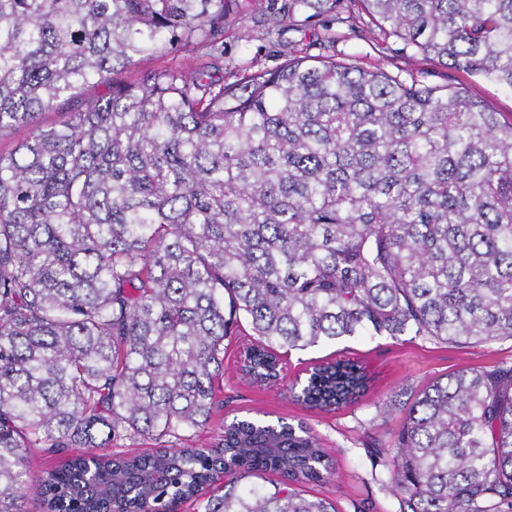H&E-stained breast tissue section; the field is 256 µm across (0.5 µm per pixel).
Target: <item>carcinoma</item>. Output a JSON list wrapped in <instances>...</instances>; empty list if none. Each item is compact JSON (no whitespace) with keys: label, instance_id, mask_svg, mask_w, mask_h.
<instances>
[{"label":"carcinoma","instance_id":"cac0c4a2","mask_svg":"<svg viewBox=\"0 0 512 512\" xmlns=\"http://www.w3.org/2000/svg\"><path fill=\"white\" fill-rule=\"evenodd\" d=\"M234 0H0V512H336L298 484L336 472L304 426L224 422V341L253 378L280 351L366 336L512 340V0H286L275 23L380 30L453 84L305 54L224 87L209 65L117 83L161 47L224 56ZM95 82L82 111L39 116ZM313 367L304 400L366 389ZM153 439L149 452L114 441ZM32 448L71 449L35 475ZM277 473L268 489L238 481ZM399 512H512V362L439 377L402 409ZM472 92L497 112L512 113V92L481 79L472 82Z\"/></svg>","mask_w":512,"mask_h":512}]
</instances>
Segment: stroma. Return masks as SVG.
<instances>
[{
	"mask_svg": "<svg viewBox=\"0 0 512 512\" xmlns=\"http://www.w3.org/2000/svg\"><path fill=\"white\" fill-rule=\"evenodd\" d=\"M271 0H235L224 21V58L221 76L232 85L244 75L280 66L289 55L316 42L320 27L294 29L270 25ZM321 54L352 56L367 69L394 71L428 85L452 83L453 70L434 63L398 62L390 51L372 48L369 34L341 28L336 43L321 45ZM253 341L249 325H242L224 354V377L217 395L223 406L201 430L188 433L187 443L203 444L220 432L227 418L261 414L268 419L304 422L319 437L335 461L336 476L323 484L304 485L307 497L335 504L337 512H398V498L388 482L380 444L389 443L401 422V404L423 386L462 368H479L512 361V340L458 346L414 336H374L344 339L295 351L280 358V378L273 384L252 381L243 371L241 353ZM358 361L367 376V390L355 402L331 412L312 409L292 398L289 388L303 381L311 368L333 359ZM392 403L382 412L383 403Z\"/></svg>",
	"mask_w": 512,
	"mask_h": 512,
	"instance_id": "1",
	"label": "stroma"
}]
</instances>
